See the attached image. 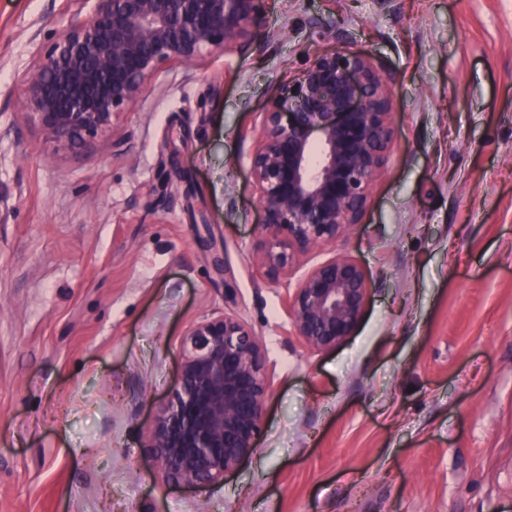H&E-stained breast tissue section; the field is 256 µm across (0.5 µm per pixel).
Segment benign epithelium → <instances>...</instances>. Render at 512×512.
I'll list each match as a JSON object with an SVG mask.
<instances>
[{"instance_id": "7a95c632", "label": "benign epithelium", "mask_w": 512, "mask_h": 512, "mask_svg": "<svg viewBox=\"0 0 512 512\" xmlns=\"http://www.w3.org/2000/svg\"><path fill=\"white\" fill-rule=\"evenodd\" d=\"M94 2L18 76L24 112L62 149L91 147L163 66L190 70L214 50L244 49L264 0ZM392 107V85L372 58L342 47L279 88L249 158L267 231L254 251L268 278L288 276L300 256L361 223L393 140ZM368 291L354 258L316 265L289 299L295 335L316 351L335 348L357 328ZM269 394L265 348L247 321L224 312L196 322L149 432L163 478L223 480L256 450Z\"/></svg>"}]
</instances>
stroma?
<instances>
[{
	"label": "stroma",
	"instance_id": "1",
	"mask_svg": "<svg viewBox=\"0 0 512 512\" xmlns=\"http://www.w3.org/2000/svg\"><path fill=\"white\" fill-rule=\"evenodd\" d=\"M89 11L0 0V512H512V0H265L246 53L164 67L91 150H58L17 77ZM338 46L392 79L391 149L349 238L273 281L249 156ZM339 253L368 299L319 352L288 298ZM225 312L266 348L262 435L222 481L164 482L155 413Z\"/></svg>",
	"mask_w": 512,
	"mask_h": 512
}]
</instances>
